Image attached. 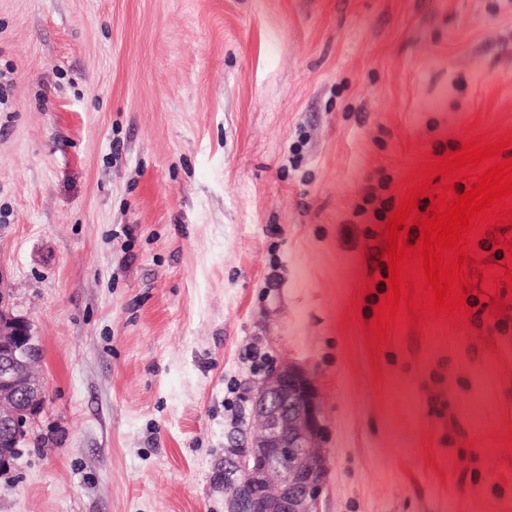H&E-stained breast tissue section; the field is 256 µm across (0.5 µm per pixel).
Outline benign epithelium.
I'll use <instances>...</instances> for the list:
<instances>
[{"instance_id":"obj_1","label":"benign epithelium","mask_w":512,"mask_h":512,"mask_svg":"<svg viewBox=\"0 0 512 512\" xmlns=\"http://www.w3.org/2000/svg\"><path fill=\"white\" fill-rule=\"evenodd\" d=\"M0 267V473L13 467L30 424L46 402L38 372L40 348L31 322L14 314ZM249 419L258 433L224 467L229 512H318L326 475L321 442L326 430L320 390L301 366L283 363L256 388Z\"/></svg>"}]
</instances>
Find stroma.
<instances>
[{"label": "stroma", "instance_id": "35a3bbf8", "mask_svg": "<svg viewBox=\"0 0 512 512\" xmlns=\"http://www.w3.org/2000/svg\"><path fill=\"white\" fill-rule=\"evenodd\" d=\"M510 131L512 0H0V265L47 388L0 512H227L284 362L319 512H512L511 292L367 329L409 174Z\"/></svg>", "mask_w": 512, "mask_h": 512}]
</instances>
